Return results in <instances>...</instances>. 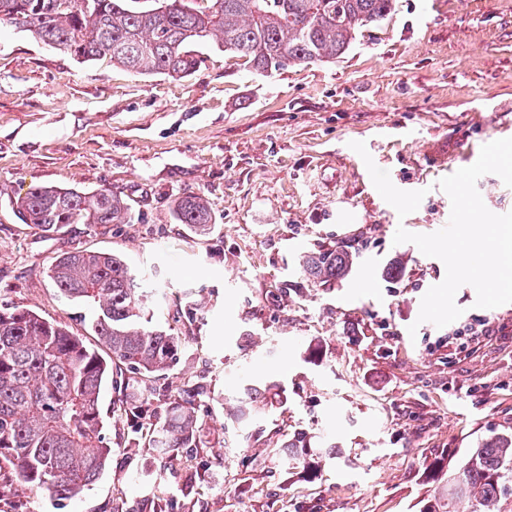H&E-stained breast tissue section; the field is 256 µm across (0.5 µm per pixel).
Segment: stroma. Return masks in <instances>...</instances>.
Listing matches in <instances>:
<instances>
[{
	"label": "stroma",
	"instance_id": "stroma-1",
	"mask_svg": "<svg viewBox=\"0 0 512 512\" xmlns=\"http://www.w3.org/2000/svg\"><path fill=\"white\" fill-rule=\"evenodd\" d=\"M202 57L183 79L134 74L0 25V310L34 311L108 357L90 329L95 308L60 296L47 270L67 252L121 254L161 291L148 302L154 324L175 322L186 340L154 383L156 405L191 383L205 389L191 461L128 447L108 387L112 455L99 480L67 501L29 488L1 498L0 512H112L120 499L144 512L147 465L165 472L167 512H417L435 489L421 478L435 456L512 430V303L475 307L464 285L457 320L418 323L446 268L393 242L400 227H445L440 180L512 127V0H395L340 58L269 77L213 46ZM354 141L398 189L424 191L416 211L399 217L382 198ZM35 184L111 190L133 221L41 232L11 209ZM188 192L208 200L209 234L175 222ZM338 242L361 253L351 280L325 290L300 276V253ZM395 260L392 281L383 269ZM311 344L322 348L315 364ZM271 379L287 403L241 438L237 392ZM300 430L343 451L311 482L285 479L276 461L275 444Z\"/></svg>",
	"mask_w": 512,
	"mask_h": 512
}]
</instances>
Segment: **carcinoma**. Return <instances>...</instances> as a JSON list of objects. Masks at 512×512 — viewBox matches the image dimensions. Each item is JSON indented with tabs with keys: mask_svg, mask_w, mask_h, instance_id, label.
Returning a JSON list of instances; mask_svg holds the SVG:
<instances>
[{
	"mask_svg": "<svg viewBox=\"0 0 512 512\" xmlns=\"http://www.w3.org/2000/svg\"><path fill=\"white\" fill-rule=\"evenodd\" d=\"M0 0V23L30 32L77 60L108 58L141 74L185 78L199 67V48L212 41L270 76L289 64L336 59L360 31L392 16L395 0ZM25 224L53 232L66 224H129L127 203L107 189L81 192L33 185L15 201ZM175 220L206 234L214 226L203 196L176 202ZM359 251L349 245L321 247L300 256L304 276L330 289L356 269ZM48 277L62 297L91 304V329L112 363L89 350L67 327L23 309L0 310V497L37 488L70 500L103 473L112 449L104 445L101 395L112 381L122 399L115 411L127 426L128 443L177 459L198 447L203 423L194 399L169 397L153 405L149 381L166 375L185 350L175 329L152 323L147 291L138 273L114 253L77 251L57 257ZM286 389L278 381L249 386L240 396L238 427L255 418ZM285 474L317 477L322 460L335 459L336 443L312 446L303 432L283 444ZM436 492L418 512H500L512 487V432L479 441L461 455L441 453L424 470ZM152 485L153 512H165L162 472L142 473Z\"/></svg>",
	"mask_w": 512,
	"mask_h": 512,
	"instance_id": "1",
	"label": "carcinoma"
}]
</instances>
